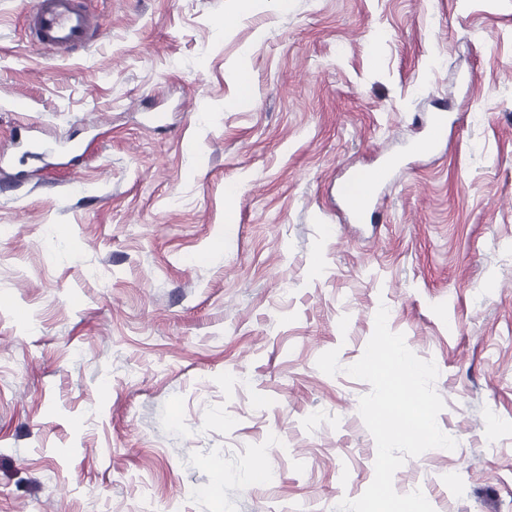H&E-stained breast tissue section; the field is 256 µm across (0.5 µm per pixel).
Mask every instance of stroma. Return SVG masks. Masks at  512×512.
I'll return each mask as SVG.
<instances>
[{"mask_svg": "<svg viewBox=\"0 0 512 512\" xmlns=\"http://www.w3.org/2000/svg\"><path fill=\"white\" fill-rule=\"evenodd\" d=\"M89 2L61 52L0 0V147H87L0 173V512H338L382 305L457 442L395 490L512 512V0ZM387 165L349 222L345 175Z\"/></svg>", "mask_w": 512, "mask_h": 512, "instance_id": "stroma-1", "label": "stroma"}]
</instances>
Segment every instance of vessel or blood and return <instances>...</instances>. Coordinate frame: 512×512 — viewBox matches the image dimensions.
Wrapping results in <instances>:
<instances>
[{"label":"vessel or blood","instance_id":"obj_1","mask_svg":"<svg viewBox=\"0 0 512 512\" xmlns=\"http://www.w3.org/2000/svg\"><path fill=\"white\" fill-rule=\"evenodd\" d=\"M25 23L36 43L41 47L68 51L84 42L94 26L92 14L82 8L78 0H37V6ZM368 188L362 204L353 208L355 219H365L378 188V177H365L364 173L352 172L341 185L344 196H351L360 182Z\"/></svg>","mask_w":512,"mask_h":512}]
</instances>
